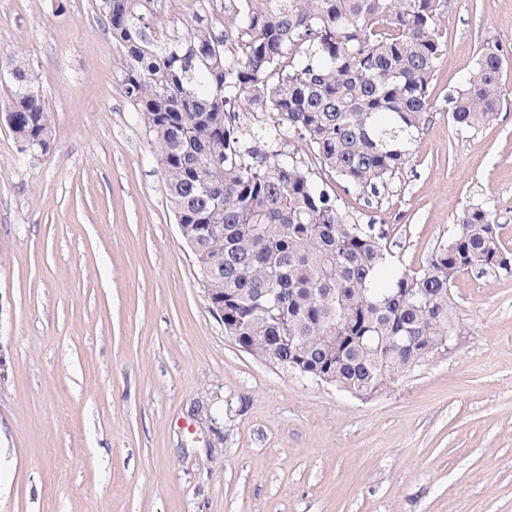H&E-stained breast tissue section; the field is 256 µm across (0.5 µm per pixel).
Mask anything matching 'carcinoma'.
<instances>
[{
  "label": "carcinoma",
  "instance_id": "obj_1",
  "mask_svg": "<svg viewBox=\"0 0 512 512\" xmlns=\"http://www.w3.org/2000/svg\"><path fill=\"white\" fill-rule=\"evenodd\" d=\"M102 9L208 299L224 301V331L249 354L376 394L445 350L454 278L508 274L512 254L479 205L422 269L394 268L375 225L350 221L327 181L282 150L300 140L345 191L379 196L431 110L439 0H241L230 47L198 9L184 35L157 39L159 0ZM506 63L498 49L479 55L453 97L457 126L496 120ZM6 107L19 153L48 155L51 113L30 66L11 70ZM231 112L265 116L266 145Z\"/></svg>",
  "mask_w": 512,
  "mask_h": 512
}]
</instances>
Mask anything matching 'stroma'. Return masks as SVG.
Instances as JSON below:
<instances>
[{"label":"stroma","mask_w":512,"mask_h":512,"mask_svg":"<svg viewBox=\"0 0 512 512\" xmlns=\"http://www.w3.org/2000/svg\"><path fill=\"white\" fill-rule=\"evenodd\" d=\"M444 45L410 165L345 193L398 268L466 206L512 252V65L497 119L449 112L512 0H441ZM102 0H0V103L17 62L52 115L20 157L0 106V512H512V278L452 287L459 340L364 399L226 336L121 85Z\"/></svg>","instance_id":"35a3bbf8"}]
</instances>
